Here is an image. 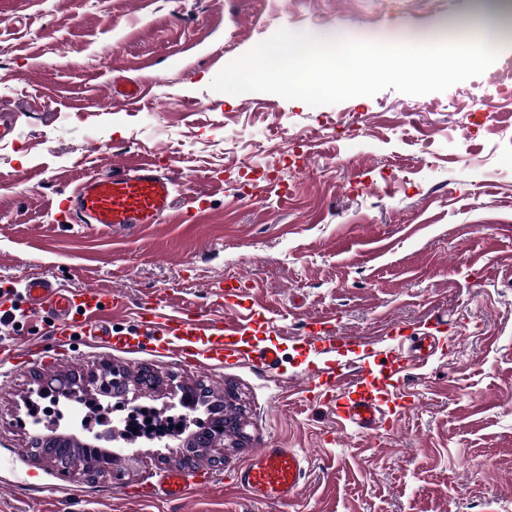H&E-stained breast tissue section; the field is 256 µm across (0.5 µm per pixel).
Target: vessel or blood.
<instances>
[{
	"instance_id": "vessel-or-blood-1",
	"label": "vessel or blood",
	"mask_w": 512,
	"mask_h": 512,
	"mask_svg": "<svg viewBox=\"0 0 512 512\" xmlns=\"http://www.w3.org/2000/svg\"><path fill=\"white\" fill-rule=\"evenodd\" d=\"M176 186L173 177L158 165L125 158L79 183L59 205L58 217L67 224L109 229L161 224L173 208ZM241 288L236 278L219 281L214 291L218 303L209 309L173 305L157 290L142 293L134 305L139 330L136 347L168 353L183 362L211 360L229 365L248 361L264 370L276 369L281 360L279 345L258 348L247 342L248 337L273 332V320L261 315L242 319L231 315ZM22 293L29 312L45 322L43 344L58 348L76 334L111 345L127 343L126 338L112 334L113 314L127 306L118 293L68 289L40 274L25 279ZM306 333L333 351L356 346L367 354L376 351L375 346L361 345L357 337L346 335L325 319L307 323ZM394 356L402 372L422 368L430 358L417 341L408 351H395ZM317 389L326 391V403L335 408L340 424L371 434L389 422L380 399L368 390L360 365L325 368L307 379L302 392L308 395ZM304 480V458L296 449L263 448L235 469L231 486L269 503H284L300 493ZM212 482L208 474L190 480L172 473L160 485L129 490L125 496L132 501L159 496L176 499L187 487L207 488Z\"/></svg>"
}]
</instances>
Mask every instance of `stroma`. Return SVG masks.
<instances>
[{
    "instance_id": "1",
    "label": "stroma",
    "mask_w": 512,
    "mask_h": 512,
    "mask_svg": "<svg viewBox=\"0 0 512 512\" xmlns=\"http://www.w3.org/2000/svg\"><path fill=\"white\" fill-rule=\"evenodd\" d=\"M477 0H0V282L31 272L72 289L168 293L202 306L237 277L246 307L275 320L278 368L186 364L163 353L76 340L70 356L0 357V512H512V46L481 76L441 93L386 89L312 107L269 93L224 96L211 80L276 31L343 29L397 44L408 31L470 21ZM145 87L114 101L112 83ZM475 92L494 94L486 112ZM160 165L177 182L162 224L69 228L57 205L114 152ZM204 204H196V197ZM314 318L364 341L389 324H442L445 354L411 375L366 358L365 377L395 426L337 424L301 386L326 361L304 341ZM109 362L163 379L139 396L166 410L172 390L204 383L235 394L247 438L210 449L215 484L183 500L132 502L182 470L179 452L139 441L120 481L76 484L28 446L26 404L38 378L87 375ZM412 395L404 411L396 403ZM296 448L305 486L278 506L224 479L260 448Z\"/></svg>"
}]
</instances>
